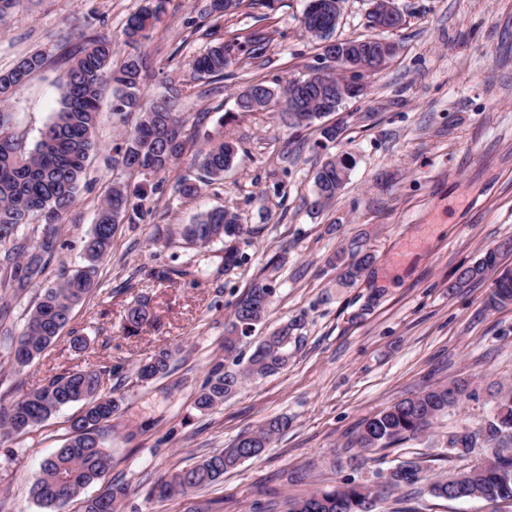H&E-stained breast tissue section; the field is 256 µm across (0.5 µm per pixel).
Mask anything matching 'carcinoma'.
I'll use <instances>...</instances> for the list:
<instances>
[{
  "instance_id": "carcinoma-1",
  "label": "carcinoma",
  "mask_w": 512,
  "mask_h": 512,
  "mask_svg": "<svg viewBox=\"0 0 512 512\" xmlns=\"http://www.w3.org/2000/svg\"><path fill=\"white\" fill-rule=\"evenodd\" d=\"M243 0H205L202 12L220 18L236 9ZM167 0H145V5L131 14L125 25V45L133 48L147 40L163 23ZM76 45L63 50L64 67L56 88L59 107L51 116L39 139L32 145L10 131L11 112L8 104L14 90L27 83L46 64L41 51L19 58L11 68L0 69V272L7 285L21 292L37 283L48 268L58 244V229L75 202L81 183L87 178V162L97 148L100 103L106 92L112 93V116L125 118L136 114L133 129L115 149V162L129 172V179L115 182L97 207L94 224L83 240L81 263L61 282L40 287L37 303L31 309L21 333L12 335L0 328V344L15 370L31 366L56 340L71 320L74 308L82 304L99 285V268L112 250L113 238L120 224H134L152 206L154 195L163 189V178L170 173L186 151L182 130L187 122L180 110L182 89L171 85L150 104L142 102L140 86L143 57L128 53L113 62L112 39L72 30ZM266 48L260 34L231 37L192 61V72L198 76L228 77V69L241 57L259 58ZM308 76L289 80L279 91L257 81L239 92L235 98L240 112H255L278 106L288 127L309 128L334 106L326 92L307 83ZM299 98L303 112H290L288 105ZM233 143L220 134L208 136L205 144L193 154L191 165L211 181L224 179L235 159ZM353 158L341 155L324 159L313 177L312 197L308 206L321 210L344 189ZM198 181L191 175L181 176L175 192L184 199L199 193ZM36 225L37 236L23 229ZM243 227L236 213L221 207L202 212L192 224L180 229V237L190 245L205 247L216 241L239 236ZM512 251L506 240L475 264L458 270L451 287H459L496 265L499 252ZM374 256L366 241L355 236L332 264L340 270L339 282L351 285L371 267ZM160 280L175 282L191 275L190 266L162 268L155 272ZM274 296V288L264 279L252 282L235 302L232 317L225 324L224 359L209 371L193 401V408L206 412L224 404L244 381L263 379L288 366L291 347L297 346L298 331L304 317H296L263 337L247 360L238 354L242 337L261 324ZM512 304V272L503 273L495 283L489 306L498 308ZM144 301L129 305L125 313V331L137 336L148 321ZM176 351L163 349L142 359L135 372L136 381L145 384L168 374ZM114 368L90 365L67 369L46 378L45 382L16 397L6 406L0 405V440L26 433L40 426L62 407L83 403L81 413L70 425L72 437L46 458L31 488L33 502L48 512H69L76 502L79 512H116L128 495L127 487L106 481L112 470V453L106 446L107 431L119 408L118 401L102 395V387L110 380ZM468 389L458 379L446 385H431L389 406L364 421L347 449L385 448L406 437L417 436L430 429L433 421L455 406ZM288 427L281 417L267 419L258 429L245 431L230 448L199 459L192 467L172 470L154 485L151 496L160 500L182 499L183 512H210L209 502L199 499V492L224 481V474L243 462L258 458L270 443ZM494 449L493 456L444 479L427 480L424 467L417 460H404L386 472L381 489L396 491L413 488L428 481L425 490L435 498L448 501L484 499L512 500V390L500 388L491 413L482 426L471 431L462 429L448 438V447L465 457L476 447ZM102 482L103 490L94 497L81 498L89 485ZM380 489L373 485L345 482L331 489L318 490L294 501L289 512H375L372 502Z\"/></svg>"
}]
</instances>
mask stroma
<instances>
[{"instance_id": "stroma-1", "label": "stroma", "mask_w": 512, "mask_h": 512, "mask_svg": "<svg viewBox=\"0 0 512 512\" xmlns=\"http://www.w3.org/2000/svg\"><path fill=\"white\" fill-rule=\"evenodd\" d=\"M203 0H168L166 19L142 44L147 58L143 94L152 99L172 83L186 87L184 131L195 144L223 131L238 153L223 180L205 182L198 196L180 198L183 156L166 177L151 213L120 225L99 271V288L70 321L88 339L83 355L66 338L23 373L0 354V403L65 369L108 364L117 372L106 390L119 399L107 444L111 477L129 494L116 512H180V500L149 492L168 470L231 447L266 419L287 418V429L256 460L228 472L204 499L218 512H252L254 502L288 512L289 500L349 479L372 483L379 471L417 459L429 478H445L481 462L489 451L457 457L448 437L479 428L500 385H512V304L489 308L499 276L512 270V253L464 287L450 289L459 267L512 239V0H396L404 24L387 32L396 56L368 76L365 98L327 115L343 134L327 155L350 153V179L320 212L306 206L317 157L315 128L289 130L278 109L242 113L236 93L255 81L279 89L317 66L320 42L301 27L307 0H244L219 19L199 14ZM143 0H23L0 25V69L32 51L49 64L12 97V130L35 143L58 107L55 80L70 21L112 37L124 51L123 30ZM372 0H343L336 40L375 36ZM262 32L260 58L232 68V78H194L191 63L211 46ZM134 118L113 120L103 110L98 148L77 199L60 229L61 248L44 283L80 261L81 240L112 182L115 148ZM231 208L243 234L235 245L241 265L225 267L224 245L189 248L179 227L202 211ZM367 236L372 267L351 286L338 282L327 260L355 234ZM194 260V274L158 280L162 266ZM276 290L264 322L242 345L250 355L258 337L301 316V340L287 367L250 381L224 404L200 413L193 399L212 365L224 357V324L232 306L257 279ZM151 308L142 332L126 336L127 306ZM176 349L170 372L136 383L138 361ZM464 378V399L418 436L350 460L346 444L360 422L431 384ZM79 404L63 407L33 432L0 442V512H41L30 486L44 457L63 446ZM378 512H512L503 501H446L429 494L390 493Z\"/></svg>"}]
</instances>
